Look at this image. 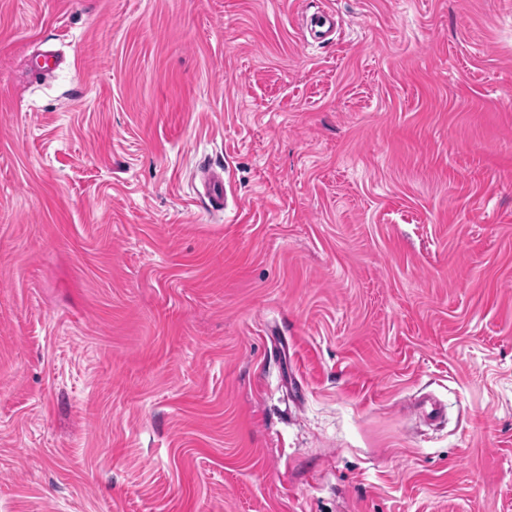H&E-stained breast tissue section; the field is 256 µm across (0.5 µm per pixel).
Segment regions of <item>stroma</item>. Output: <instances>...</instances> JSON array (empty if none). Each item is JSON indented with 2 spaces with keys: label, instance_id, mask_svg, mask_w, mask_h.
I'll use <instances>...</instances> for the list:
<instances>
[{
  "label": "stroma",
  "instance_id": "1",
  "mask_svg": "<svg viewBox=\"0 0 512 512\" xmlns=\"http://www.w3.org/2000/svg\"><path fill=\"white\" fill-rule=\"evenodd\" d=\"M0 512H512V0H0ZM202 195L207 199V206L215 211L227 208L228 188L224 178V169L221 171L206 170L202 174Z\"/></svg>",
  "mask_w": 512,
  "mask_h": 512
}]
</instances>
